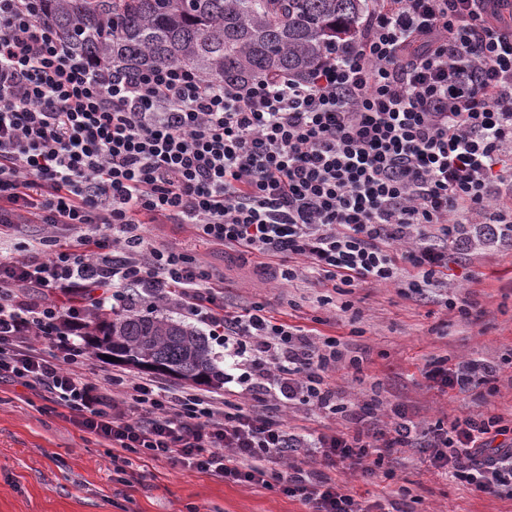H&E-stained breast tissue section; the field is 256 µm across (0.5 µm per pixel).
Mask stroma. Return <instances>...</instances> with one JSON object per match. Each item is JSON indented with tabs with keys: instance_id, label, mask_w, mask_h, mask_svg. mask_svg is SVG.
I'll return each mask as SVG.
<instances>
[{
	"instance_id": "1",
	"label": "stroma",
	"mask_w": 512,
	"mask_h": 512,
	"mask_svg": "<svg viewBox=\"0 0 512 512\" xmlns=\"http://www.w3.org/2000/svg\"><path fill=\"white\" fill-rule=\"evenodd\" d=\"M159 243L195 249L214 270H229L224 301L260 303L288 322L312 325L338 337L358 365L342 363L336 386L343 403L386 417L392 405L415 411L425 423L450 421L491 405L512 412V249L483 248L465 261L450 260L448 275L461 295L484 315L471 324L443 303L420 304L396 285L330 292L316 301L307 282L286 283L256 269L238 252L195 246L180 224H151ZM351 303L340 320L336 306ZM455 364L469 358L501 362L494 392L478 388L444 394L428 388L423 368L434 357ZM336 480L358 496L380 501L385 512H512V500L475 492L459 482L427 473L415 450L385 460L377 477L363 480L340 470ZM304 505L277 491L230 484L164 462L142 468L134 486L117 480L112 450L89 439L52 404L17 385L0 384V512H304Z\"/></svg>"
}]
</instances>
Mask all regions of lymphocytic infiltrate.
<instances>
[{
	"mask_svg": "<svg viewBox=\"0 0 512 512\" xmlns=\"http://www.w3.org/2000/svg\"><path fill=\"white\" fill-rule=\"evenodd\" d=\"M36 2L0 0V240H25L24 257L0 258V382L65 410L120 474L135 453L309 512H373L332 471L369 477L412 448L432 474L512 499V447L497 443L512 418L486 408L428 425L341 403L339 339L261 304L227 307L223 276L146 234L186 224L289 282L395 284L476 320L448 293V256L512 245V0H372L357 37L305 79L221 87L176 63L115 76L70 50ZM136 298L207 330L236 399L172 392L117 363L84 372L90 314ZM500 370L441 359L425 376L462 393ZM286 401L348 425L292 430Z\"/></svg>",
	"mask_w": 512,
	"mask_h": 512,
	"instance_id": "obj_1",
	"label": "lymphocytic infiltrate"
}]
</instances>
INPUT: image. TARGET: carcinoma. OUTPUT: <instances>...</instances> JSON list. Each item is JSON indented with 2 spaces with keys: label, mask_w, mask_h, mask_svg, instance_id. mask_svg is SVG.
I'll return each mask as SVG.
<instances>
[{
  "label": "carcinoma",
  "mask_w": 512,
  "mask_h": 512,
  "mask_svg": "<svg viewBox=\"0 0 512 512\" xmlns=\"http://www.w3.org/2000/svg\"><path fill=\"white\" fill-rule=\"evenodd\" d=\"M368 0H38L40 17L94 64L113 69L181 63L216 84L261 73L305 78L325 47L353 39ZM111 328L106 348L91 336ZM85 344L133 364L153 359L194 384L220 380L205 339L154 314L98 312Z\"/></svg>",
  "instance_id": "cac0c4a2"
}]
</instances>
